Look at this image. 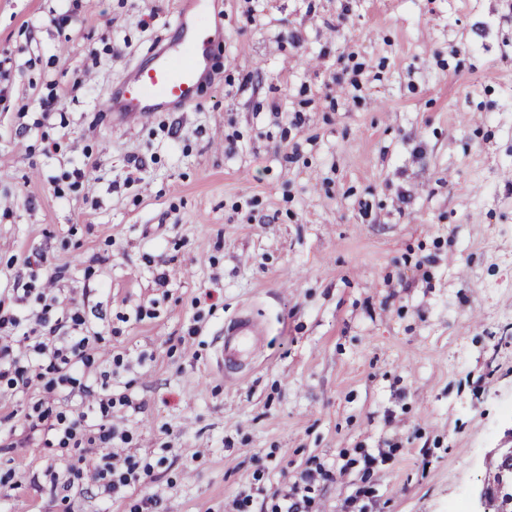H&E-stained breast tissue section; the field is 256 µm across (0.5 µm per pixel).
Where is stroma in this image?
Instances as JSON below:
<instances>
[{"label":"stroma","mask_w":512,"mask_h":512,"mask_svg":"<svg viewBox=\"0 0 512 512\" xmlns=\"http://www.w3.org/2000/svg\"><path fill=\"white\" fill-rule=\"evenodd\" d=\"M215 2L198 102L122 122L183 0H0V305L35 327L54 278L149 469L62 493L36 380L0 391V512H271L316 463L310 512H479L512 446V0ZM251 333H253L252 325L243 318H235L230 324L225 326V339L222 347L224 361H231L245 350L247 344L246 336H251Z\"/></svg>","instance_id":"obj_1"}]
</instances>
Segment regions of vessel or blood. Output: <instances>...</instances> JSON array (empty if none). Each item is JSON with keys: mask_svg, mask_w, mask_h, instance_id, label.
<instances>
[{"mask_svg": "<svg viewBox=\"0 0 512 512\" xmlns=\"http://www.w3.org/2000/svg\"><path fill=\"white\" fill-rule=\"evenodd\" d=\"M199 0H184V10L177 17L180 34L179 56L157 54L145 67H135L129 78L114 94L111 107L122 116L148 117L169 106L194 103L205 78L210 40H199L198 28L192 25L189 10L198 8ZM253 328L248 320L234 319L224 328L222 356L230 360L245 350Z\"/></svg>", "mask_w": 512, "mask_h": 512, "instance_id": "1", "label": "vessel or blood"}]
</instances>
